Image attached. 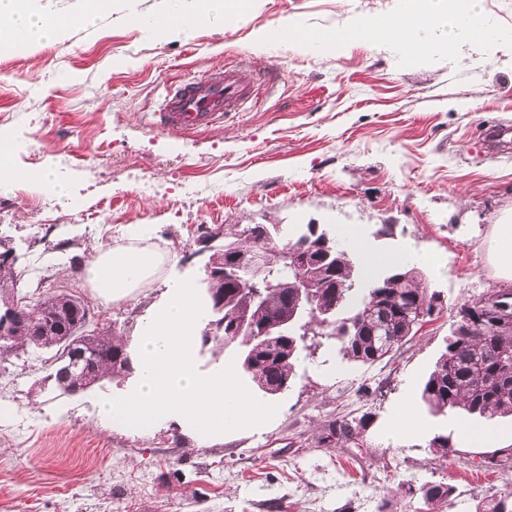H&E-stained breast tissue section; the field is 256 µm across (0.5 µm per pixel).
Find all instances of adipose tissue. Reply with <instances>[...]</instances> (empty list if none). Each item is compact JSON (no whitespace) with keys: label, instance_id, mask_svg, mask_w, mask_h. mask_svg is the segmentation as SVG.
<instances>
[{"label":"adipose tissue","instance_id":"1","mask_svg":"<svg viewBox=\"0 0 512 512\" xmlns=\"http://www.w3.org/2000/svg\"><path fill=\"white\" fill-rule=\"evenodd\" d=\"M178 12L180 23L161 25L160 33L185 38L201 24L237 20L244 14L235 0H182ZM68 24V18L29 11L26 0H0L1 46L21 43L37 48L58 37ZM503 37V32L493 29L482 18L480 0H406L401 14L363 19L345 36L314 35L296 30L287 49L299 52L318 48L339 55L349 40L368 39L396 47L408 57L424 62L438 51L448 58H455L460 44L465 42L490 47ZM146 234V225H127V245L100 250L86 266L85 277L99 297L112 302L125 300L158 276L161 258L155 250L145 246ZM337 238L369 276L388 265L406 262L428 265L432 262L428 254L409 247L394 254L375 252L349 228L340 230ZM489 250L498 276L512 281L511 214L502 215L496 222Z\"/></svg>","mask_w":512,"mask_h":512}]
</instances>
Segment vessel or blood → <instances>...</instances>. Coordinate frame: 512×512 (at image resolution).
<instances>
[{
  "label": "vessel or blood",
  "mask_w": 512,
  "mask_h": 512,
  "mask_svg": "<svg viewBox=\"0 0 512 512\" xmlns=\"http://www.w3.org/2000/svg\"><path fill=\"white\" fill-rule=\"evenodd\" d=\"M260 81L245 68L207 71L172 85L152 125L168 134L204 130L252 101Z\"/></svg>",
  "instance_id": "b4317fda"
}]
</instances>
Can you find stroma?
<instances>
[{"instance_id": "35a3bbf8", "label": "stroma", "mask_w": 512, "mask_h": 512, "mask_svg": "<svg viewBox=\"0 0 512 512\" xmlns=\"http://www.w3.org/2000/svg\"><path fill=\"white\" fill-rule=\"evenodd\" d=\"M175 0H116L95 25L42 47L0 51V136L22 177L0 191V242L27 275L84 299L99 327L131 335L163 292L98 297L84 269L150 228L172 275L203 278L201 230L224 224L316 223L356 228L371 248L432 252L425 268L443 314L393 357L342 359L334 341L308 337L279 417L262 435L198 445L178 427L102 424L100 400L124 391L103 380L70 395L44 378L53 354L0 369V512H427L428 482L454 485L449 512H475L502 487L484 469L487 447L457 443L440 458L428 438L396 439L397 409L454 434L456 414L429 416L420 390L450 333L456 305L506 287L489 240L512 208V149L487 154L483 132L512 120V39L460 47L414 63L368 40L342 56L259 48L254 31L297 21L315 34L392 15L401 0H256L243 22L203 24L188 38L146 32L140 19ZM243 63L264 77L262 97L206 130L168 135L151 126L171 83ZM79 208L32 181L44 167ZM389 234H381L382 226ZM69 241L58 253L59 241ZM366 420L346 445L330 424Z\"/></svg>"}]
</instances>
